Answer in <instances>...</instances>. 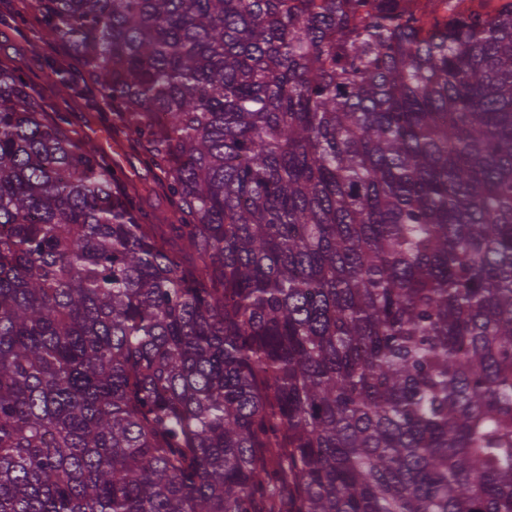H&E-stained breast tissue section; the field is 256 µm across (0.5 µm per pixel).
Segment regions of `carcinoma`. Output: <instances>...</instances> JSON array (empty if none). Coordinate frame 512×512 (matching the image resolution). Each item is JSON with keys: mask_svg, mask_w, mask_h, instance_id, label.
<instances>
[{"mask_svg": "<svg viewBox=\"0 0 512 512\" xmlns=\"http://www.w3.org/2000/svg\"><path fill=\"white\" fill-rule=\"evenodd\" d=\"M447 2L34 0L154 181L0 59V512H512V0ZM107 147V158L111 162L112 158L117 159L121 166L128 172L139 173L145 179L151 181L152 174L145 170L140 162L138 149L130 148L127 142L115 143L112 139Z\"/></svg>", "mask_w": 512, "mask_h": 512, "instance_id": "1", "label": "carcinoma"}]
</instances>
